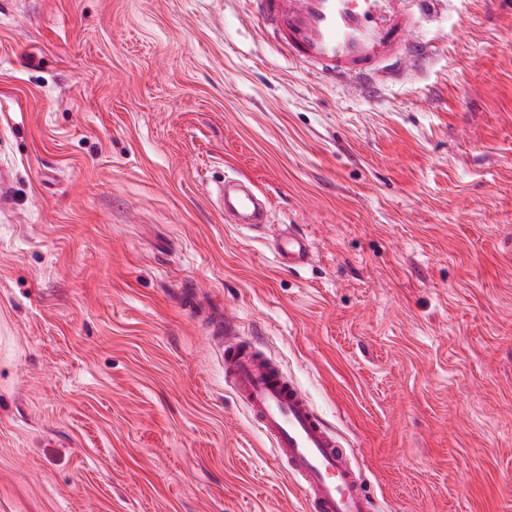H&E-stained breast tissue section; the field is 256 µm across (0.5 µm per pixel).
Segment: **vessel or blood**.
Masks as SVG:
<instances>
[{"instance_id": "b4317fda", "label": "vessel or blood", "mask_w": 512, "mask_h": 512, "mask_svg": "<svg viewBox=\"0 0 512 512\" xmlns=\"http://www.w3.org/2000/svg\"><path fill=\"white\" fill-rule=\"evenodd\" d=\"M257 15L293 61L362 92L396 77L424 54L414 41L416 14L427 0H252ZM224 213L259 231L267 210L253 191L225 189ZM276 252L292 266L307 263L308 239L284 234ZM224 380L271 446L278 465L299 488L307 512H377L349 452L303 389L265 351L260 338L221 340Z\"/></svg>"}]
</instances>
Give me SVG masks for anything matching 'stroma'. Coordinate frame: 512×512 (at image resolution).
Masks as SVG:
<instances>
[{"label": "stroma", "mask_w": 512, "mask_h": 512, "mask_svg": "<svg viewBox=\"0 0 512 512\" xmlns=\"http://www.w3.org/2000/svg\"><path fill=\"white\" fill-rule=\"evenodd\" d=\"M372 95L251 0H0V512H303L224 381L262 338L378 512H512V0ZM269 200L227 221L225 180ZM312 246L278 267L288 229Z\"/></svg>", "instance_id": "obj_1"}]
</instances>
